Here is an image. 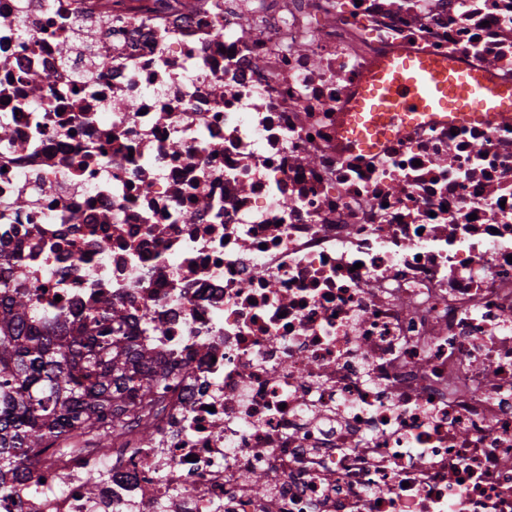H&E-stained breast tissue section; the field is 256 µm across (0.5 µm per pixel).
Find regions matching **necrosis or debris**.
Returning <instances> with one entry per match:
<instances>
[{
  "mask_svg": "<svg viewBox=\"0 0 512 512\" xmlns=\"http://www.w3.org/2000/svg\"><path fill=\"white\" fill-rule=\"evenodd\" d=\"M401 50L512 85V0H0L7 285L175 379L0 512H512V121L347 148Z\"/></svg>",
  "mask_w": 512,
  "mask_h": 512,
  "instance_id": "4bbe7bcc",
  "label": "necrosis or debris"
}]
</instances>
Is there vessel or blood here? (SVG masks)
Here are the masks:
<instances>
[{"label":"vessel or blood","mask_w":512,"mask_h":512,"mask_svg":"<svg viewBox=\"0 0 512 512\" xmlns=\"http://www.w3.org/2000/svg\"><path fill=\"white\" fill-rule=\"evenodd\" d=\"M492 116L512 119V86L447 58L401 51L377 60L366 73L347 108V138L352 148L372 152L395 132L424 121Z\"/></svg>","instance_id":"1"}]
</instances>
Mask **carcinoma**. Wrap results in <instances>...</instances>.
<instances>
[{"mask_svg":"<svg viewBox=\"0 0 512 512\" xmlns=\"http://www.w3.org/2000/svg\"><path fill=\"white\" fill-rule=\"evenodd\" d=\"M122 319L108 303L103 319L55 326L35 314L34 294L0 288V493L27 480L40 452L106 456L132 431L153 439L171 374Z\"/></svg>","mask_w":512,"mask_h":512,"instance_id":"carcinoma-1","label":"carcinoma"}]
</instances>
